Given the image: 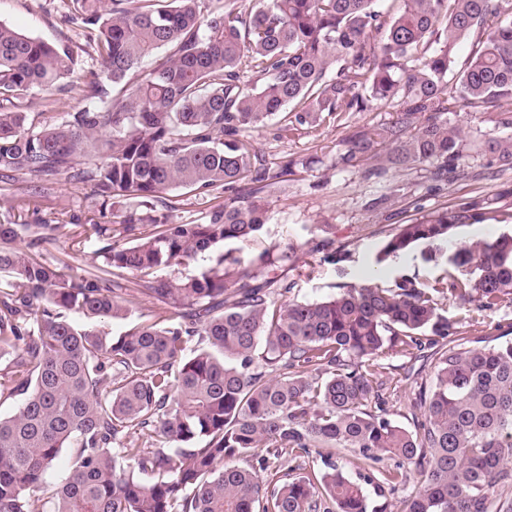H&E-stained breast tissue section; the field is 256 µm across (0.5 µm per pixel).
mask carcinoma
<instances>
[{"label": "carcinoma", "mask_w": 512, "mask_h": 512, "mask_svg": "<svg viewBox=\"0 0 512 512\" xmlns=\"http://www.w3.org/2000/svg\"><path fill=\"white\" fill-rule=\"evenodd\" d=\"M376 2L253 0L243 14L224 0H67L73 47L0 22V183L40 197L68 174L101 207L119 206L117 225H82L100 247L77 274L48 259L70 225L0 224V399L20 398L0 415V512H29L35 492L46 512H377L333 462L318 481L235 464L282 448L414 465L422 482L405 512H490L497 488L512 489V341L441 349L412 431L387 417L364 368L428 329L457 334L441 299L486 310L512 300V233L457 248L452 264L473 267L468 277L343 284L316 301L281 300L292 243L248 268L216 252L257 240L269 220L260 194L306 168L256 164L251 133L278 112L314 133L396 102L395 119L349 138L344 167L380 159L444 175L472 152L512 166V134L476 142L448 119L512 99V0H399L394 12ZM163 47L167 58L142 68ZM86 56L97 64L88 80ZM39 95L47 114L16 104ZM176 188L206 204L199 221H171L163 194ZM495 220L488 203L460 199L398 225L381 258ZM207 254L194 277L159 274ZM134 293L164 315L115 336L98 329L127 318ZM65 448L69 474L52 486Z\"/></svg>", "instance_id": "carcinoma-1"}]
</instances>
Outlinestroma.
<instances>
[{
  "mask_svg": "<svg viewBox=\"0 0 512 512\" xmlns=\"http://www.w3.org/2000/svg\"><path fill=\"white\" fill-rule=\"evenodd\" d=\"M21 33L51 44L67 45L76 40L75 29L64 22L59 0H0V22ZM512 110V100L475 112L463 109L453 120L462 125L471 139L487 140L504 135L500 120ZM393 104H377L364 112H347L327 120L317 134H305L286 128L283 114L270 117L253 135V144L263 163L277 167L290 158L311 159V167L292 176L281 186L264 193L269 211L257 242L233 243L232 248L249 265L262 248L285 243L298 247L295 257L281 272L292 286L291 299L320 300L335 293L338 285H358L377 280L392 286L396 281L413 278L420 282L444 274L445 260L429 257L427 245L416 246L400 257L379 260L378 252L393 229L438 209L452 206L463 197L492 200L502 220L491 227L480 224L458 229L459 242L480 239L486 230L501 234L512 230V167L489 164L487 158L474 156L464 174H449L437 181L430 165L390 168L370 174V162L352 168L337 165L344 153L346 138L362 127L385 124L393 118ZM77 224L99 219V204L90 186L62 174L56 177L49 197L32 198L22 184L0 189V222L33 223L36 217ZM345 253V261H326L327 250ZM440 313L457 324L454 340L465 347L493 346L512 341V300L490 310L460 309L453 301H443ZM436 362L430 346L405 350H387L375 360L373 387L383 401L388 417L401 426L413 428L419 411L414 402L421 386L431 385ZM353 481L381 482L385 471L396 462L366 461L349 449L313 448L299 453L283 449L269 457L267 470L280 476L321 477L328 461Z\"/></svg>",
  "mask_w": 512,
  "mask_h": 512,
  "instance_id": "obj_1",
  "label": "stroma"
}]
</instances>
